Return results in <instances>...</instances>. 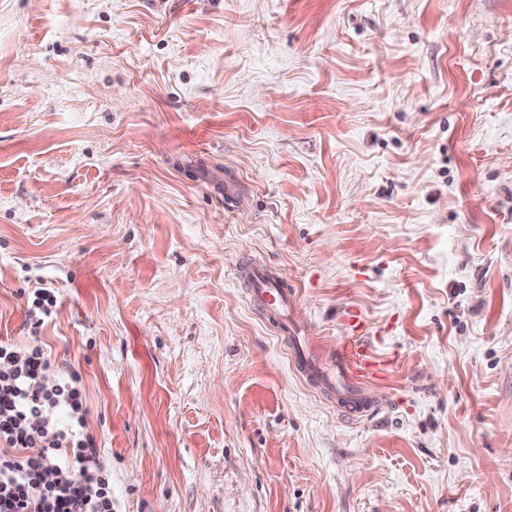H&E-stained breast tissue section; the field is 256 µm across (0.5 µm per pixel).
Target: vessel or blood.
<instances>
[{"instance_id": "obj_1", "label": "vessel or blood", "mask_w": 512, "mask_h": 512, "mask_svg": "<svg viewBox=\"0 0 512 512\" xmlns=\"http://www.w3.org/2000/svg\"><path fill=\"white\" fill-rule=\"evenodd\" d=\"M240 277L254 306L273 323L280 337H296V329L287 318L294 295L284 277L257 266L241 268ZM293 362L297 372L347 416L365 415L382 403L370 385L384 378L388 368L358 347H342L337 357L325 362L297 345L293 348Z\"/></svg>"}]
</instances>
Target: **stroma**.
Here are the masks:
<instances>
[{
	"instance_id": "obj_1",
	"label": "stroma",
	"mask_w": 512,
	"mask_h": 512,
	"mask_svg": "<svg viewBox=\"0 0 512 512\" xmlns=\"http://www.w3.org/2000/svg\"><path fill=\"white\" fill-rule=\"evenodd\" d=\"M36 288L116 512H512V0H0V338ZM240 278L248 288L254 306L273 323L282 339L294 342L293 362L297 372L324 392L336 409L349 417L362 416L376 410L381 397L370 391V384L386 376L388 368L356 346H342L338 357L323 362L310 355L297 343V332L286 314L294 295L282 275L266 268H241ZM289 335V336H288Z\"/></svg>"
}]
</instances>
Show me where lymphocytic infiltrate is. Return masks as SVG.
Listing matches in <instances>:
<instances>
[{
	"mask_svg": "<svg viewBox=\"0 0 512 512\" xmlns=\"http://www.w3.org/2000/svg\"><path fill=\"white\" fill-rule=\"evenodd\" d=\"M57 309L53 291L34 289L28 344L0 339V512H113L112 470L88 428L82 376L40 342Z\"/></svg>",
	"mask_w": 512,
	"mask_h": 512,
	"instance_id": "lymphocytic-infiltrate-1",
	"label": "lymphocytic infiltrate"
}]
</instances>
